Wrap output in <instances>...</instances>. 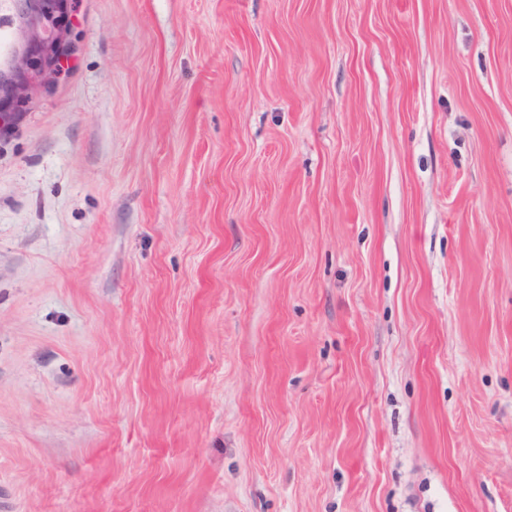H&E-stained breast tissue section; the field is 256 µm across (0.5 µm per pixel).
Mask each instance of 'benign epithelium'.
Returning a JSON list of instances; mask_svg holds the SVG:
<instances>
[{"label":"benign epithelium","instance_id":"obj_1","mask_svg":"<svg viewBox=\"0 0 512 512\" xmlns=\"http://www.w3.org/2000/svg\"><path fill=\"white\" fill-rule=\"evenodd\" d=\"M75 0H0L9 8L11 46L0 61V131L53 85L73 54Z\"/></svg>","mask_w":512,"mask_h":512}]
</instances>
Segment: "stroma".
<instances>
[{
  "instance_id": "stroma-1",
  "label": "stroma",
  "mask_w": 512,
  "mask_h": 512,
  "mask_svg": "<svg viewBox=\"0 0 512 512\" xmlns=\"http://www.w3.org/2000/svg\"><path fill=\"white\" fill-rule=\"evenodd\" d=\"M0 137V512H512V0H77Z\"/></svg>"
}]
</instances>
